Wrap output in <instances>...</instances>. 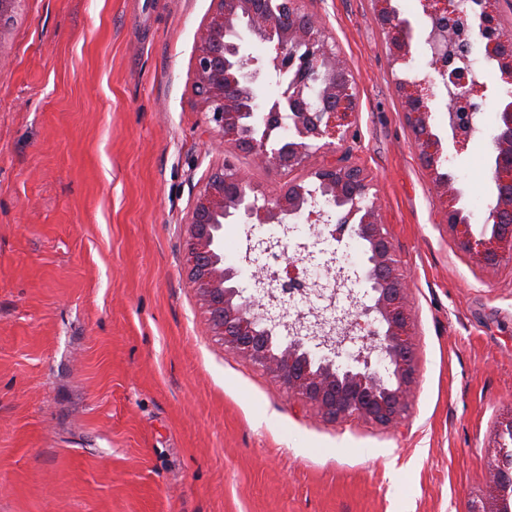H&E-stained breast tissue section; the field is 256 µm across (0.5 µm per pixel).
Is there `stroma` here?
Returning a JSON list of instances; mask_svg holds the SVG:
<instances>
[{
    "label": "stroma",
    "mask_w": 512,
    "mask_h": 512,
    "mask_svg": "<svg viewBox=\"0 0 512 512\" xmlns=\"http://www.w3.org/2000/svg\"><path fill=\"white\" fill-rule=\"evenodd\" d=\"M359 94L360 166L408 282L406 420H340L208 333L183 226L212 167L272 192L316 181L215 151L192 92L210 0H18L0 20V512H468L512 416V257L476 266L447 224L372 0H303ZM445 141L473 229L492 144Z\"/></svg>",
    "instance_id": "35a3bbf8"
}]
</instances>
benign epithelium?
Segmentation results:
<instances>
[{"instance_id": "1", "label": "benign epithelium", "mask_w": 512, "mask_h": 512, "mask_svg": "<svg viewBox=\"0 0 512 512\" xmlns=\"http://www.w3.org/2000/svg\"><path fill=\"white\" fill-rule=\"evenodd\" d=\"M477 3L478 10L470 15L466 0H419V15L412 22L399 17L392 0H375L395 61L408 60L424 19L440 21L442 30L455 32L460 54L452 57L433 46L431 69L447 79L448 139L458 152L470 140L475 119V113L461 108L471 106L476 97L485 98L488 90L486 83L468 78L469 35L480 42L496 82L512 87V35L501 28L500 0ZM247 33L268 44L265 60L241 52ZM274 69L283 78L280 99L261 110L253 85ZM192 89L215 143L250 152L265 168L279 172L306 167L318 152L336 153V142L344 141L357 111L350 71L329 44L324 24L305 11L302 0H211L196 36ZM435 100L434 81L401 83L405 112L420 131L419 159L439 193L445 223L476 264L494 268L512 252V98L498 103L500 124L491 160L496 202L477 234L459 206L461 191L451 175L439 172L442 143L429 122ZM311 176L318 181L316 192L291 182L260 199L247 174L231 160L211 169L185 223L188 278L208 312L209 334L279 379L290 396L334 420L358 415L381 426H396L406 415L417 382L408 283L377 202L369 197L372 185L364 170L333 159ZM329 211L336 213L339 231H349L364 248L369 302L344 290L340 270L329 302L345 293L351 308L340 316L319 318L311 327L304 315L290 321L288 309L274 307L269 284L259 277L257 295H242L238 279L258 256L279 247L289 268L294 261L283 240L266 238L249 246L240 261L224 262L222 231L227 220L276 224L286 233L290 221L305 215L320 222ZM313 330L334 355L352 345L358 347V356L347 364L316 356L306 347Z\"/></svg>"}]
</instances>
